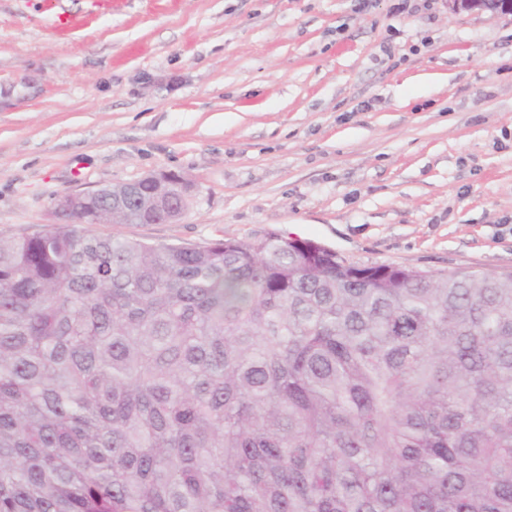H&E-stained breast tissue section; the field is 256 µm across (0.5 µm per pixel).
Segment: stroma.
Listing matches in <instances>:
<instances>
[{"label":"stroma","instance_id":"1","mask_svg":"<svg viewBox=\"0 0 512 512\" xmlns=\"http://www.w3.org/2000/svg\"><path fill=\"white\" fill-rule=\"evenodd\" d=\"M0 0V238L173 171L189 248L275 233L357 266L512 271V15L448 0ZM55 4L54 0H42L43 10L52 15L58 35L65 37L73 28L80 24V20L75 15L56 12Z\"/></svg>","mask_w":512,"mask_h":512}]
</instances>
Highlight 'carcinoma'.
I'll return each instance as SVG.
<instances>
[{
  "mask_svg": "<svg viewBox=\"0 0 512 512\" xmlns=\"http://www.w3.org/2000/svg\"><path fill=\"white\" fill-rule=\"evenodd\" d=\"M0 239V512H512V274L270 234Z\"/></svg>",
  "mask_w": 512,
  "mask_h": 512,
  "instance_id": "cac0c4a2",
  "label": "carcinoma"
}]
</instances>
